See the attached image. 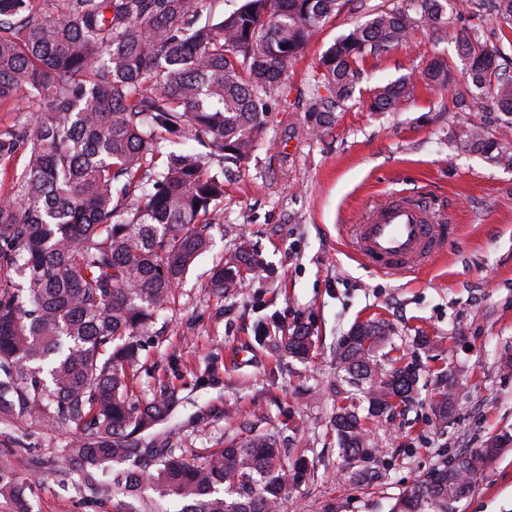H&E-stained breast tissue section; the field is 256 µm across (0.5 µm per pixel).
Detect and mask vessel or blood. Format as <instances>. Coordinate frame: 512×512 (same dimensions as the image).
<instances>
[{"label": "vessel or blood", "mask_w": 512, "mask_h": 512, "mask_svg": "<svg viewBox=\"0 0 512 512\" xmlns=\"http://www.w3.org/2000/svg\"><path fill=\"white\" fill-rule=\"evenodd\" d=\"M458 235L416 194H397L365 212L354 228L353 247L374 269L402 275L442 255Z\"/></svg>", "instance_id": "obj_1"}]
</instances>
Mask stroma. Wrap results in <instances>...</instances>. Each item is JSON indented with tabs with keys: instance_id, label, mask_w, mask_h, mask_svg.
<instances>
[{
	"instance_id": "stroma-1",
	"label": "stroma",
	"mask_w": 512,
	"mask_h": 512,
	"mask_svg": "<svg viewBox=\"0 0 512 512\" xmlns=\"http://www.w3.org/2000/svg\"><path fill=\"white\" fill-rule=\"evenodd\" d=\"M448 0L447 30L417 28L401 44L366 57L350 98L335 106L331 126L309 133L305 110L319 57L372 12L402 0H338L336 10L288 67L287 91L272 100L268 131L251 159L225 163L224 201L213 215L211 247L197 258L162 312L134 381L137 397L155 384L179 398L165 423L176 447L203 453L232 438L274 433L289 458L304 459L282 512H387L393 497L424 477L443 450L483 447L512 434V168L453 142L452 130L476 124L488 138L512 142V121L500 112L457 109L455 91L469 89L454 32L499 29L487 0ZM440 58L454 87L440 91L418 76ZM403 77L415 92L392 112H377L374 88ZM394 189L423 191L452 215L459 238L445 256L414 276L369 270L355 254L351 227L362 211ZM266 268L248 275L236 294L214 296L211 275L240 242ZM375 319L391 330L381 353L419 373L407 404L369 418L372 445L345 466L331 419L347 399L337 364L339 342ZM297 326L312 336L308 356L278 348ZM266 339H259V332ZM427 345H419V337ZM451 392L447 419L433 405ZM63 430L28 432L0 424V447L27 473L34 459L69 447ZM34 512H112V498L82 486L73 472L46 471L28 491ZM461 512H512V444L478 477Z\"/></svg>"
}]
</instances>
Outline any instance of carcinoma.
Wrapping results in <instances>:
<instances>
[{
    "label": "carcinoma",
    "mask_w": 512,
    "mask_h": 512,
    "mask_svg": "<svg viewBox=\"0 0 512 512\" xmlns=\"http://www.w3.org/2000/svg\"><path fill=\"white\" fill-rule=\"evenodd\" d=\"M337 0H244L217 15L212 0H0V103L26 99L31 119L0 131V159L26 163L0 200V420L36 430L64 429L76 455L57 456L81 485L99 473L119 507L138 512L148 489L182 504L178 512H279L291 464L272 433L231 440L189 458L157 431L175 404L160 384L152 398L130 393L144 338L175 298L176 285L209 246L210 215L224 201V173L213 157L248 162L266 137L270 100L285 93L288 64L336 10ZM446 0H404L371 14L318 60L328 96L310 97L307 125L327 129L328 104L350 96L356 64L427 26L447 25ZM475 91L459 108L512 115V63L487 43L456 36ZM422 80L448 89L435 58ZM403 78L374 91L373 110L408 99ZM175 135L209 149L163 152ZM455 138L502 166L512 144L469 127ZM263 266L241 245L215 266L212 291L240 287ZM387 327L355 325L337 362L344 381L366 390L369 414L411 401L419 375L410 365L380 367ZM307 355L309 332L296 327L280 344ZM343 457L367 454L370 434L353 406L332 419ZM512 436L453 452L395 498L389 512H458V503ZM21 476L0 452V498L26 508V490L43 474Z\"/></svg>",
    "instance_id": "obj_1"
}]
</instances>
